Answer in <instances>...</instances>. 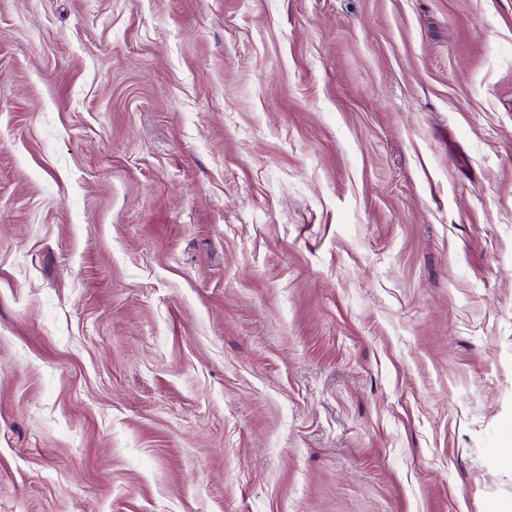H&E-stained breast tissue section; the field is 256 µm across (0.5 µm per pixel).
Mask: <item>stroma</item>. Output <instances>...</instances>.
<instances>
[{"mask_svg": "<svg viewBox=\"0 0 512 512\" xmlns=\"http://www.w3.org/2000/svg\"><path fill=\"white\" fill-rule=\"evenodd\" d=\"M0 512H512V0H0Z\"/></svg>", "mask_w": 512, "mask_h": 512, "instance_id": "stroma-1", "label": "stroma"}]
</instances>
